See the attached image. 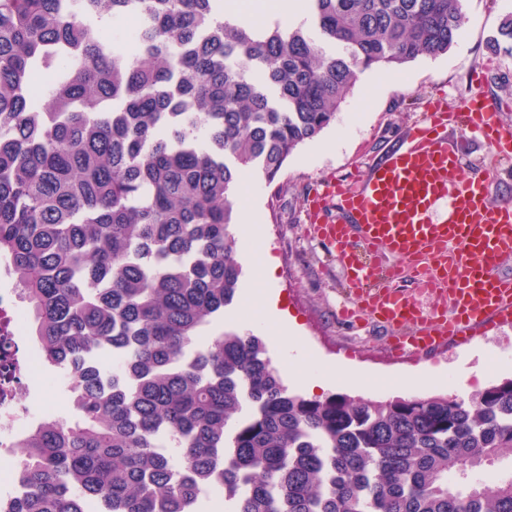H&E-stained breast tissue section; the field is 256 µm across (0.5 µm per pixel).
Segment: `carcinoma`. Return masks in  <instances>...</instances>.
<instances>
[{"instance_id": "cac0c4a2", "label": "carcinoma", "mask_w": 512, "mask_h": 512, "mask_svg": "<svg viewBox=\"0 0 512 512\" xmlns=\"http://www.w3.org/2000/svg\"><path fill=\"white\" fill-rule=\"evenodd\" d=\"M302 2L316 36L222 0H0V261L75 411L22 441L16 512H512L489 469L512 378L309 398L260 337L204 336L239 291L241 173L273 182L361 73L448 53L462 22L461 0ZM488 49L512 53V14Z\"/></svg>"}]
</instances>
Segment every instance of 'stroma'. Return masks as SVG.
I'll return each instance as SVG.
<instances>
[{"mask_svg": "<svg viewBox=\"0 0 512 512\" xmlns=\"http://www.w3.org/2000/svg\"><path fill=\"white\" fill-rule=\"evenodd\" d=\"M511 12L512 0H464L461 34L447 54L421 57L398 71L361 73L334 124L300 146L273 182L255 177L250 200L257 206L272 270L263 274L258 261L243 260L241 299L209 327V335L239 331L243 299L266 284L280 310L297 325L302 349L316 360L353 363L371 372V384L360 390L365 397H395L394 377L430 369L442 373L438 392L465 400L512 377V323L477 327L468 339L431 354L391 359L384 328L337 319L336 307L346 299L342 270L327 245L306 230L312 186L360 175L377 163L401 144L403 134L424 118L437 96L455 107L481 84L512 102V55L487 48L501 19ZM448 138L459 150L464 171H491L492 197L512 195V160L497 159L468 132L452 129Z\"/></svg>", "mask_w": 512, "mask_h": 512, "instance_id": "1", "label": "stroma"}]
</instances>
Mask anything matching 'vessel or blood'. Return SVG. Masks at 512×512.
Segmentation results:
<instances>
[{
    "label": "vessel or blood",
    "mask_w": 512,
    "mask_h": 512,
    "mask_svg": "<svg viewBox=\"0 0 512 512\" xmlns=\"http://www.w3.org/2000/svg\"><path fill=\"white\" fill-rule=\"evenodd\" d=\"M505 108L480 91L454 109L434 99L403 146L356 182L331 180L313 190L310 230L334 246L355 301L340 315H366L392 330V352L425 353L473 325L512 317V276L494 270L512 257V199L490 204L488 173L463 174L448 141L454 127L511 159ZM383 255L398 264L377 281L371 261ZM402 280L411 293L399 289Z\"/></svg>",
    "instance_id": "vessel-or-blood-1"
}]
</instances>
